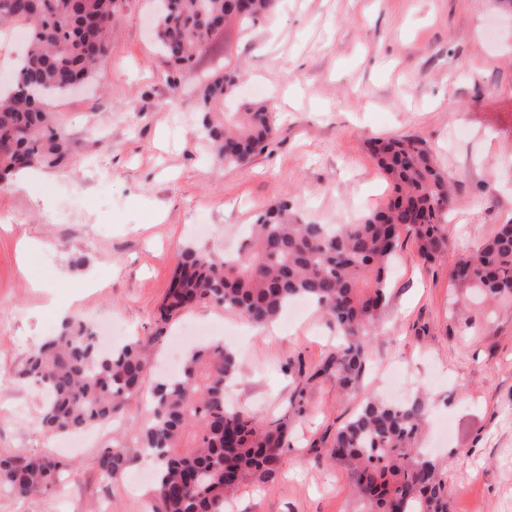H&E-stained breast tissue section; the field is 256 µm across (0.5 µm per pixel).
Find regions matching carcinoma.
Wrapping results in <instances>:
<instances>
[{
    "label": "carcinoma",
    "mask_w": 512,
    "mask_h": 512,
    "mask_svg": "<svg viewBox=\"0 0 512 512\" xmlns=\"http://www.w3.org/2000/svg\"><path fill=\"white\" fill-rule=\"evenodd\" d=\"M231 0H167L155 37L176 70L192 67L223 26L236 17L255 22L278 0H246L234 14ZM119 0H0V24L24 25L30 33L15 87L0 93V182L36 165H58L67 154L49 102L72 79L91 77L112 44ZM234 67L200 83L196 109L214 158L243 168L271 143L276 115L264 101L243 105L228 120L224 100L238 88ZM393 187L382 208L353 224L303 220L286 203L260 211L245 248L218 254L186 248L155 317V332L118 351L101 350L79 320L66 321L27 358L21 380L37 383L46 401L41 424L66 434L112 420L143 387L155 342L185 313L204 304L223 306L250 323L275 321L291 301L314 302L343 341L312 370H299L304 385L291 402L303 406L306 386L329 381L347 392L367 370V348L385 307L388 270L401 233L411 235L426 263L448 250L444 224L452 204L448 179L426 143L416 137L369 142ZM455 280L496 298L512 293V221L498 225L478 247L457 259ZM236 356L215 342L190 352L181 373L154 384L151 423L144 448L156 464L157 512H224L247 482L275 485L289 447L286 419L261 422L226 405L224 387L239 378ZM426 408L368 399L353 416L313 440L346 467L366 512H448V472L419 447ZM192 449L180 451L184 436ZM116 444L97 457L110 482L126 469ZM70 470L46 455L0 457V486L17 496L52 493Z\"/></svg>",
    "instance_id": "carcinoma-1"
}]
</instances>
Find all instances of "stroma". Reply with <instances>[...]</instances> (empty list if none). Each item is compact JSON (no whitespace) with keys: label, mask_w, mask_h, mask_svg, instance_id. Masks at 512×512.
Returning a JSON list of instances; mask_svg holds the SVG:
<instances>
[{"label":"stroma","mask_w":512,"mask_h":512,"mask_svg":"<svg viewBox=\"0 0 512 512\" xmlns=\"http://www.w3.org/2000/svg\"><path fill=\"white\" fill-rule=\"evenodd\" d=\"M155 8L125 0L91 79L53 100L67 161L0 186V374L10 379L0 455L72 466L48 496L0 489V512H152L147 398L129 399L115 427L52 435L43 393L15 373L67 318L102 329L116 349L152 335L180 251H237L270 204L322 224L358 221L392 192L368 139L403 135L427 144L454 190L448 252L427 264L401 238L364 378L347 395L327 381L308 387L280 481L245 485L231 512H362L347 470L311 442L396 377L400 402L427 403L423 447L448 469L450 512H512V295L491 301L451 278L459 256L512 220V13L497 0H281L259 21H226L174 80L154 41ZM239 64L230 111L253 94L277 114L273 144L244 169L212 160L194 105L200 79ZM52 272L54 287L34 285ZM188 327L193 344L234 351L241 375L226 400L265 422L291 415L299 369L336 341L313 305L267 334L203 305L156 345L146 385L173 372L172 341ZM116 443L127 469L107 483L95 458Z\"/></svg>","instance_id":"35a3bbf8"}]
</instances>
